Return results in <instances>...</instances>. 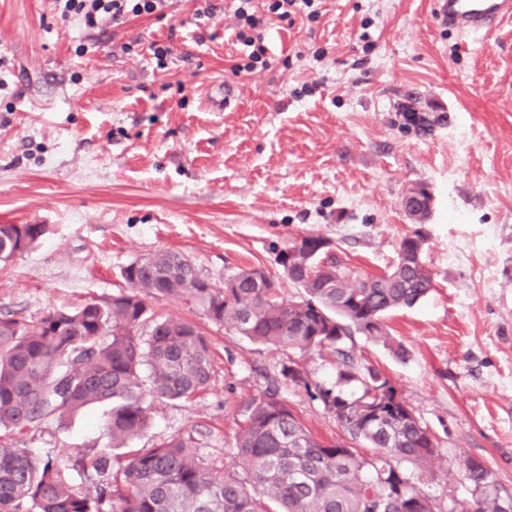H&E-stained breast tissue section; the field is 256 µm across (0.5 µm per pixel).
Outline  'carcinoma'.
Listing matches in <instances>:
<instances>
[{"label":"carcinoma","mask_w":512,"mask_h":512,"mask_svg":"<svg viewBox=\"0 0 512 512\" xmlns=\"http://www.w3.org/2000/svg\"><path fill=\"white\" fill-rule=\"evenodd\" d=\"M46 233L44 224L1 226L0 261L35 248ZM425 242L418 231L403 237L392 266L359 282L331 260L308 272L280 265L304 290L301 301L282 296L261 267L239 268L224 276L225 287L205 288L185 256L158 251L123 269L128 288L110 305L91 300L35 320L1 317L0 512H435V500L407 474L410 465H428L435 440L403 414L404 398L391 379L353 355L356 333L405 354L385 316L413 307L432 288L431 271L414 259ZM172 297L193 301L252 343L328 353L336 384L313 386L306 372L282 363L280 380L245 406L230 470L214 468L191 435L131 456L117 453L148 428L155 402H189L211 382V345L199 327L150 310L148 299ZM282 384L315 387L350 447L314 435L289 409ZM379 401L386 403L383 427L370 422ZM93 404L108 407L106 447L77 448L62 467L18 446L25 432L61 428ZM361 443L378 453L366 458ZM89 470L95 479L87 486L71 475ZM464 470L472 499L460 512H512V495L483 461L469 458Z\"/></svg>","instance_id":"obj_1"}]
</instances>
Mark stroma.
<instances>
[{
	"label": "stroma",
	"instance_id": "1",
	"mask_svg": "<svg viewBox=\"0 0 512 512\" xmlns=\"http://www.w3.org/2000/svg\"><path fill=\"white\" fill-rule=\"evenodd\" d=\"M212 2L208 17L171 0L162 18L89 27L56 0H0V224L48 229L0 263V315L119 292L124 267L160 250L217 284L246 266L277 278V253L307 233L367 279L422 229L434 286L386 319L405 358L362 335L356 354L436 435L437 457L411 478L442 512L471 499L469 458L512 492V20L467 39L433 0H322L316 20L270 26V68L237 77L235 4ZM155 41L173 49L167 69ZM416 184L434 197L419 227L405 210ZM151 305L200 328L213 374L192 402L158 404L132 446L189 433L224 467L243 406L285 356L187 300ZM282 393L316 436L347 439L304 387ZM104 413L80 409L20 445L66 462L104 447Z\"/></svg>",
	"mask_w": 512,
	"mask_h": 512
}]
</instances>
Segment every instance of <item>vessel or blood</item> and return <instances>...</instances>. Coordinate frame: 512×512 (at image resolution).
Wrapping results in <instances>:
<instances>
[{"mask_svg": "<svg viewBox=\"0 0 512 512\" xmlns=\"http://www.w3.org/2000/svg\"><path fill=\"white\" fill-rule=\"evenodd\" d=\"M441 25L463 37L484 36L512 19V0H433Z\"/></svg>", "mask_w": 512, "mask_h": 512, "instance_id": "obj_1", "label": "vessel or blood"}]
</instances>
